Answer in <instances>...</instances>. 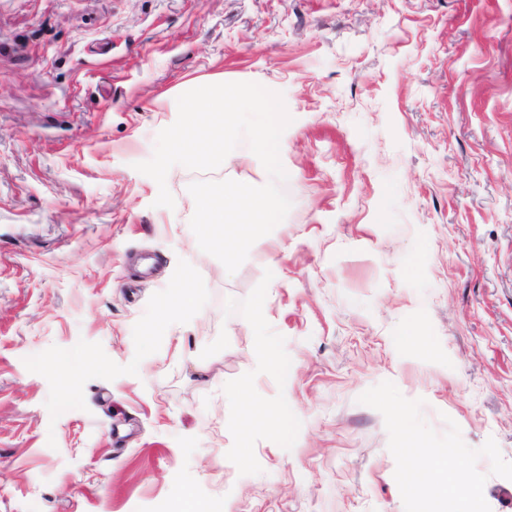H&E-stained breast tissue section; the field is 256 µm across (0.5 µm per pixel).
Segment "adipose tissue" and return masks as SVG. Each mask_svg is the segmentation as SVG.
I'll return each instance as SVG.
<instances>
[{
	"label": "adipose tissue",
	"instance_id": "obj_1",
	"mask_svg": "<svg viewBox=\"0 0 512 512\" xmlns=\"http://www.w3.org/2000/svg\"><path fill=\"white\" fill-rule=\"evenodd\" d=\"M406 473L409 481L428 495L431 512H443L442 502L448 497L464 500L472 494L462 473L448 469L434 449L413 440L408 443Z\"/></svg>",
	"mask_w": 512,
	"mask_h": 512
}]
</instances>
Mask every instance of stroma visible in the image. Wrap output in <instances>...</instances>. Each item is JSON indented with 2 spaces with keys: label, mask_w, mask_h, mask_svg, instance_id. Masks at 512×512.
Segmentation results:
<instances>
[{
  "label": "stroma",
  "mask_w": 512,
  "mask_h": 512,
  "mask_svg": "<svg viewBox=\"0 0 512 512\" xmlns=\"http://www.w3.org/2000/svg\"><path fill=\"white\" fill-rule=\"evenodd\" d=\"M223 81L292 119L231 275L188 187L261 185L247 143L171 208L134 168ZM401 411L512 512V0H0V512H423ZM199 307V297L194 288H190L186 282L182 289L172 301H162L159 312L162 316H168L177 313L194 312ZM255 337L254 353L258 360L268 366L274 362V353L266 342V323L264 318V297L259 295L255 301V313L251 323ZM239 408V427L243 430L254 425H269L276 418V410L264 403L256 401L246 386L229 392Z\"/></svg>",
  "instance_id": "35a3bbf8"
}]
</instances>
